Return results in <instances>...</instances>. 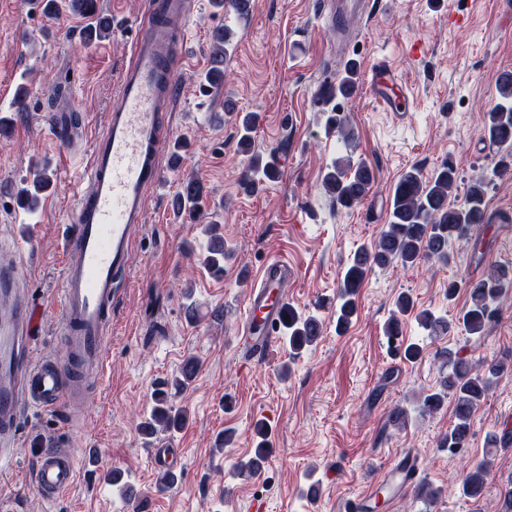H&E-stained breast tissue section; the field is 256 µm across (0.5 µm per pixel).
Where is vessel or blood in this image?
<instances>
[{
  "label": "vessel or blood",
  "instance_id": "1",
  "mask_svg": "<svg viewBox=\"0 0 512 512\" xmlns=\"http://www.w3.org/2000/svg\"><path fill=\"white\" fill-rule=\"evenodd\" d=\"M364 7V0H323L322 15L332 23ZM193 19L194 0H149L104 126L93 139L83 168L88 187L76 195L64 236V247L74 256L63 272L56 325L65 362L30 364L43 316L30 294L18 288L19 270L28 256L16 253L10 265L0 267V298L10 303L8 311L0 312V464L10 457L25 405L50 411L71 407L84 379L103 374L107 329L133 263V230L145 218L148 192L162 180L166 123L176 104V71ZM368 89L393 115L411 109L409 96L386 66L372 70ZM51 128L66 153L74 154L83 136L68 114L54 113ZM290 276L283 258H270L262 266L246 301L238 344L256 354L271 349L285 305L282 289ZM410 468V463L398 462L387 469L383 483L393 496L408 487ZM32 479L42 496L65 492L76 480L72 455L40 449Z\"/></svg>",
  "mask_w": 512,
  "mask_h": 512
}]
</instances>
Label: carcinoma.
Wrapping results in <instances>:
<instances>
[{
	"label": "carcinoma",
	"mask_w": 512,
	"mask_h": 512,
	"mask_svg": "<svg viewBox=\"0 0 512 512\" xmlns=\"http://www.w3.org/2000/svg\"><path fill=\"white\" fill-rule=\"evenodd\" d=\"M62 9L69 13L89 19L83 30L88 42L101 40L109 34L106 18L97 14V0H46L45 11L56 13ZM234 32L227 27L213 31L210 46L211 65L200 75V82L210 88L224 85V63L233 50ZM345 75L337 84L325 91V98L338 95L349 98L356 91L358 69L354 63H346ZM498 102L485 115V130L489 142L496 147L500 159L493 167L497 176L508 171L506 160L512 161V75L503 77L497 86ZM259 116L255 112H246L239 116V147L248 156L247 167L240 178V187L247 194L259 191L264 183L277 176L270 162L264 160L253 149L252 133L258 124ZM331 128L339 137L349 142L355 139V131L346 117L336 115L329 119ZM457 169L453 162H446L433 175L425 179L419 168L413 167L402 175L394 187L390 219L371 249L357 251L351 263L340 278V287L336 295V334L346 332L357 311V296L368 275L375 266H387L397 262L404 267H413L423 261L448 263L452 245L471 236L474 230L489 223L486 212L485 196L490 181L481 176L468 187L463 203L457 206L448 204V196L456 187ZM375 182L371 167L364 161H353L352 156L338 157L322 178L327 194L343 207H352L360 203ZM50 184L43 173H36L32 179L33 189L21 190V196L28 206L37 204V193ZM204 186L187 180L181 184L175 194L176 209L193 218L201 208ZM208 242L200 263L215 278L224 276V261L230 251L215 224L206 225ZM468 298V306L462 314V324L471 336H482L494 322L504 298L512 292V267L492 264L478 278L462 277L448 283L447 296L452 300L459 292ZM414 311V302L407 294L396 301V312L387 320L384 335L395 343L397 354L411 363L417 362L423 354L417 343L407 345L399 341L402 336L400 317ZM418 325L430 337L446 335L451 323L447 318L425 309L415 315ZM282 328L288 336V345L300 351L313 345L323 334L324 322L316 314L301 315L292 306H287ZM443 365L448 367V375L439 383L438 389L423 395L418 400L417 412L433 414L439 411L448 395L454 398V422L448 433L440 439L441 447L452 456L466 447L471 434L474 412L481 400L493 387L496 380L512 363L492 359L475 363L452 349L440 353ZM197 362L193 358L185 360L168 386L176 392L189 387L194 380ZM169 390L158 389L155 393V406L149 417L140 425L143 435L151 437L159 431L178 432L186 424V414L169 404ZM255 432L260 441L252 454L237 464V474L244 478H253L260 474L268 459V443L265 426L258 423ZM485 454L482 460L472 465L464 474L460 490L468 498L478 499L485 490L491 474L494 457L500 452L512 449V425L504 421L492 427L485 437ZM413 492L419 499L431 504L440 490L424 480L413 485Z\"/></svg>",
	"instance_id": "cac0c4a2"
}]
</instances>
